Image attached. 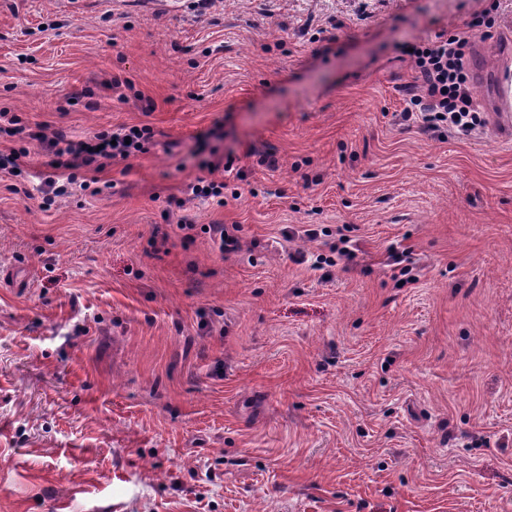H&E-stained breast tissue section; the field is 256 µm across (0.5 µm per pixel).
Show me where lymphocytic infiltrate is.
Listing matches in <instances>:
<instances>
[{
    "label": "lymphocytic infiltrate",
    "mask_w": 512,
    "mask_h": 512,
    "mask_svg": "<svg viewBox=\"0 0 512 512\" xmlns=\"http://www.w3.org/2000/svg\"><path fill=\"white\" fill-rule=\"evenodd\" d=\"M493 25V20L486 16H476L462 28L413 44L409 58L416 77L405 88L406 106L400 113L403 122L421 132L437 135L448 132L469 136L484 126L485 120L474 105L475 89L469 71L470 33ZM7 122L4 129L7 137L38 142L48 158V167L63 173L62 178L48 180V190L41 201L45 209L55 199L68 196L72 185L89 190V182L80 178L81 169L99 173L106 161L147 153L154 136L149 126L132 125L76 139L61 130L50 136L31 131L14 116L8 117Z\"/></svg>",
    "instance_id": "obj_1"
}]
</instances>
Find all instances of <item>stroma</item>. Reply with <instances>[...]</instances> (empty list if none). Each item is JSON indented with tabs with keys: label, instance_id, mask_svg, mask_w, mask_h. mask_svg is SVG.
Wrapping results in <instances>:
<instances>
[{
	"label": "stroma",
	"instance_id": "stroma-1",
	"mask_svg": "<svg viewBox=\"0 0 512 512\" xmlns=\"http://www.w3.org/2000/svg\"><path fill=\"white\" fill-rule=\"evenodd\" d=\"M490 11L485 127L407 128L400 46ZM511 65L512 0H0V111L156 140L0 173V512H512ZM2 118L9 124L3 129L7 137L26 142L37 141L49 158L46 161L47 167L53 170L69 171L61 175L54 173L57 178H50L47 181L48 190L40 204L43 209L50 208L56 198L68 196L72 185L79 184L82 190L87 191L91 187L90 183H98L96 177L90 182L85 179L79 181L82 168L99 173L107 165L101 162V159L112 160L118 157L127 159L136 156L137 153H147L154 137V131L147 125L123 126L116 132L102 130L83 139H75L62 130L55 131L52 137H47L42 131H31L30 127L15 115L9 117L8 112H1L0 120ZM112 140L116 141V145L111 144ZM125 140H130V143L125 144ZM60 177H62L61 180ZM190 188L195 196L209 198L219 207L225 205L224 183L222 182L197 178V184L190 185Z\"/></svg>",
	"mask_w": 512,
	"mask_h": 512
}]
</instances>
